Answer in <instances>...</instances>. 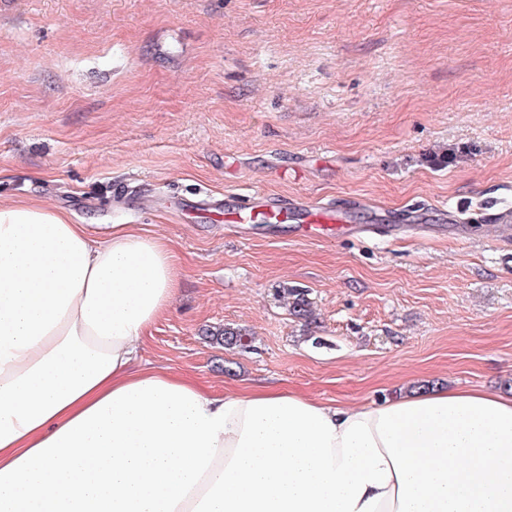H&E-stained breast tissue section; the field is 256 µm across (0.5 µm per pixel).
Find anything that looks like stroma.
I'll return each mask as SVG.
<instances>
[{"label": "stroma", "instance_id": "1", "mask_svg": "<svg viewBox=\"0 0 512 512\" xmlns=\"http://www.w3.org/2000/svg\"><path fill=\"white\" fill-rule=\"evenodd\" d=\"M252 188L407 220L302 241L171 206ZM18 201L168 243L178 292L143 367L326 405L512 387V240L469 220L512 209V0H0ZM287 299L289 297V312L295 318L309 321L313 315L311 310V303L306 297V292L301 289L291 288L284 291ZM291 300V301H290Z\"/></svg>", "mask_w": 512, "mask_h": 512}]
</instances>
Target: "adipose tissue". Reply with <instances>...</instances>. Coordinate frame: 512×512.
<instances>
[{
  "mask_svg": "<svg viewBox=\"0 0 512 512\" xmlns=\"http://www.w3.org/2000/svg\"><path fill=\"white\" fill-rule=\"evenodd\" d=\"M174 258L0 203V512H512V394H216L136 360Z\"/></svg>",
  "mask_w": 512,
  "mask_h": 512,
  "instance_id": "obj_1",
  "label": "adipose tissue"
}]
</instances>
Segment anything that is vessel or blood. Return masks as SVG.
<instances>
[{
	"instance_id": "b4317fda",
	"label": "vessel or blood",
	"mask_w": 512,
	"mask_h": 512,
	"mask_svg": "<svg viewBox=\"0 0 512 512\" xmlns=\"http://www.w3.org/2000/svg\"><path fill=\"white\" fill-rule=\"evenodd\" d=\"M361 205L356 197L346 198L340 204H320L300 198H274L257 189L236 199L234 205L210 199L202 203L199 210L222 218L232 230L243 224H290L298 239L308 241L362 233V225L353 221Z\"/></svg>"
}]
</instances>
